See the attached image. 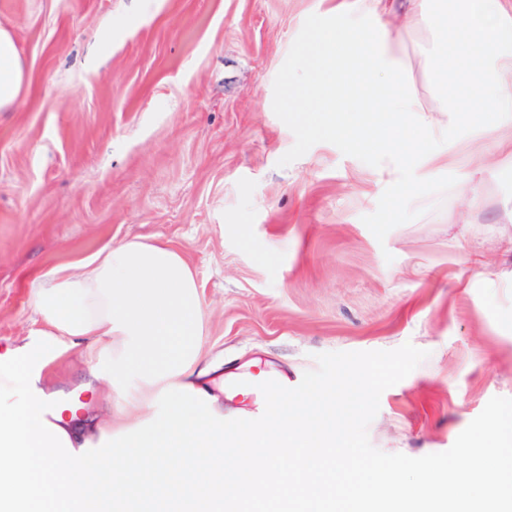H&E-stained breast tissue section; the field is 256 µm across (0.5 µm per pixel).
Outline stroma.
<instances>
[{
	"instance_id": "1",
	"label": "stroma",
	"mask_w": 512,
	"mask_h": 512,
	"mask_svg": "<svg viewBox=\"0 0 512 512\" xmlns=\"http://www.w3.org/2000/svg\"><path fill=\"white\" fill-rule=\"evenodd\" d=\"M336 0H0L28 82L0 112V352L26 336L32 283L137 239L178 250L207 316L205 386L228 419L300 384L325 352L429 356L380 397L386 453L447 451L495 396L512 398V122L473 169L395 168L283 111L308 28ZM402 57L425 106L423 54ZM420 196L396 213L398 183Z\"/></svg>"
}]
</instances>
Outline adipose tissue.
Here are the masks:
<instances>
[{"label":"adipose tissue","instance_id":"1","mask_svg":"<svg viewBox=\"0 0 512 512\" xmlns=\"http://www.w3.org/2000/svg\"><path fill=\"white\" fill-rule=\"evenodd\" d=\"M429 28L424 62L442 95L441 118L407 84L403 33L392 18ZM318 86L288 89V124L303 133L335 132L359 152L436 173L448 160L447 113L469 125L512 117V0H341L317 19L302 50ZM26 71L12 30L0 25V112L13 111ZM32 330L0 353V512H131L153 493L158 512H283L290 497L315 499L310 480L289 483L278 462L293 456L315 467L335 456L341 413L361 389L271 398L273 423L225 435L202 384L204 309L196 277L175 249L130 240L100 248L79 269L57 267L29 290ZM80 350L92 403L63 402L45 374L60 355ZM512 423L465 437L472 461L460 474L429 467L430 480L407 489L386 467L370 482L324 504V512H362L390 501L418 512L448 501L452 512L512 507ZM236 464H225L227 449ZM498 472L493 492H471L478 473ZM276 478L277 498L262 479Z\"/></svg>","mask_w":512,"mask_h":512}]
</instances>
